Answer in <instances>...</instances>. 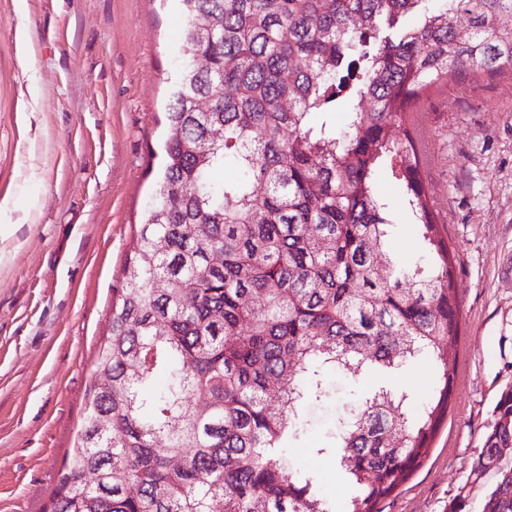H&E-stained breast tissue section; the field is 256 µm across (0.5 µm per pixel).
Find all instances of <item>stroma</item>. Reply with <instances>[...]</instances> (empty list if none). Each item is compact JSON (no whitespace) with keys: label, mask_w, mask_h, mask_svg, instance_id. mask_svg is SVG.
<instances>
[{"label":"stroma","mask_w":512,"mask_h":512,"mask_svg":"<svg viewBox=\"0 0 512 512\" xmlns=\"http://www.w3.org/2000/svg\"><path fill=\"white\" fill-rule=\"evenodd\" d=\"M178 0H0V512H44L74 446L112 302L158 168L175 90ZM454 256V387L424 459L382 512H480L471 464L512 390V77H458L415 126ZM309 409L290 450L337 505L352 493L314 454L349 399Z\"/></svg>","instance_id":"35a3bbf8"}]
</instances>
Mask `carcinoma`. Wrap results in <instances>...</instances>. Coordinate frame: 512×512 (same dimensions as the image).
Wrapping results in <instances>:
<instances>
[{"label":"carcinoma","instance_id":"cac0c4a2","mask_svg":"<svg viewBox=\"0 0 512 512\" xmlns=\"http://www.w3.org/2000/svg\"><path fill=\"white\" fill-rule=\"evenodd\" d=\"M180 2L179 88L95 367L110 385H91L46 512H336L288 455L305 406L333 397L330 371L372 383L314 453L355 485L342 512H380L448 410L460 335L407 119L450 79L512 71V0ZM209 16L223 19L214 36L201 31ZM215 128L223 138L197 151ZM226 167L236 176L216 180ZM384 180L415 218L410 263L389 252ZM422 361L435 374L416 407L392 379ZM496 410L471 475L495 474L481 512H512V466L490 467L512 447V390Z\"/></svg>","mask_w":512,"mask_h":512}]
</instances>
